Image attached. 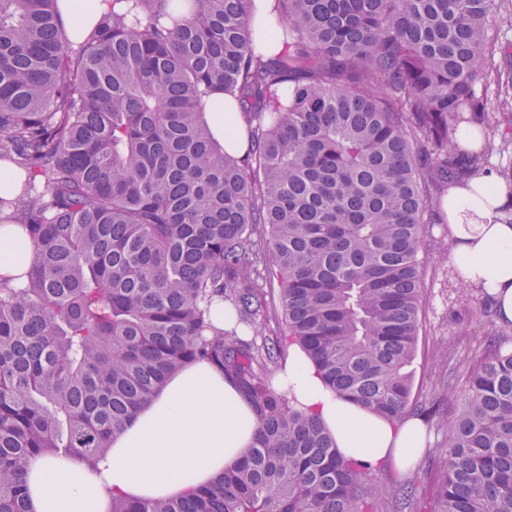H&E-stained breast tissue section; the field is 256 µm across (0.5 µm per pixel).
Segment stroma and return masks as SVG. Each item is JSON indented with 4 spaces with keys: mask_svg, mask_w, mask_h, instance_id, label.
Wrapping results in <instances>:
<instances>
[{
    "mask_svg": "<svg viewBox=\"0 0 512 512\" xmlns=\"http://www.w3.org/2000/svg\"><path fill=\"white\" fill-rule=\"evenodd\" d=\"M452 246L446 222L432 224L423 245L425 303L417 351L410 367L412 395L428 405L447 402L441 380L473 356L489 336L501 330L512 333V323H503L495 315H483L481 290L449 278Z\"/></svg>",
    "mask_w": 512,
    "mask_h": 512,
    "instance_id": "1",
    "label": "stroma"
}]
</instances>
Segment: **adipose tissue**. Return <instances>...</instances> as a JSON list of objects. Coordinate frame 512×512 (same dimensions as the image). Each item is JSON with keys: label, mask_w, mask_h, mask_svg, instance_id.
<instances>
[{"label": "adipose tissue", "mask_w": 512, "mask_h": 512, "mask_svg": "<svg viewBox=\"0 0 512 512\" xmlns=\"http://www.w3.org/2000/svg\"><path fill=\"white\" fill-rule=\"evenodd\" d=\"M110 0H61L72 38L89 32ZM512 185L489 171L449 187L441 203L453 240L451 263L465 283L497 297L512 322ZM33 246L15 225L0 226V272L30 264ZM298 406L317 417L339 453L404 476L426 443L421 419L390 421L327 388L316 367L292 348L280 376ZM257 416L223 372L206 362L179 370L144 404L95 463L35 456L27 464L28 512H111L112 498L182 496L239 464L252 447Z\"/></svg>", "instance_id": "adipose-tissue-1"}]
</instances>
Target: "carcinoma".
Returning <instances> with one entry per match:
<instances>
[{"label":"carcinoma","mask_w":512,"mask_h":512,"mask_svg":"<svg viewBox=\"0 0 512 512\" xmlns=\"http://www.w3.org/2000/svg\"><path fill=\"white\" fill-rule=\"evenodd\" d=\"M81 40L58 0H0V196L34 259L0 274V512H26L37 455L91 463L176 371L202 360L250 400L253 448L180 498L112 497V512H512V336L496 334L431 410L444 466L376 486L275 388L284 345L325 385L395 421L411 400L420 253L437 182L502 150L459 141L492 110L496 0H111ZM504 88L494 106L479 78ZM234 97L244 152L205 98ZM277 281L285 329L240 336ZM226 306L234 325L215 323ZM226 107L231 109V105H226L225 103V113L219 110L218 112H208V114L214 123L217 137L224 142V150L227 149L229 152L238 153L241 150L245 128L239 123L228 125L226 121L224 122V116L226 114H236L234 112H226Z\"/></svg>","instance_id":"cac0c4a2"}]
</instances>
